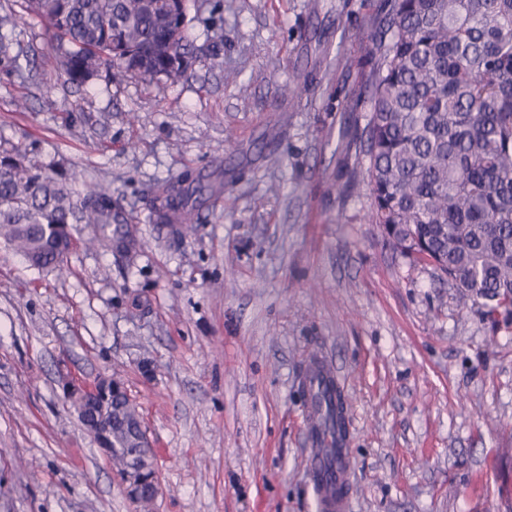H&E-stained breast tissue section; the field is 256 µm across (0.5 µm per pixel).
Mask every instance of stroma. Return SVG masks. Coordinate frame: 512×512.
I'll return each instance as SVG.
<instances>
[{
    "label": "stroma",
    "mask_w": 512,
    "mask_h": 512,
    "mask_svg": "<svg viewBox=\"0 0 512 512\" xmlns=\"http://www.w3.org/2000/svg\"><path fill=\"white\" fill-rule=\"evenodd\" d=\"M379 4L187 0V78L76 87L42 23L0 0L29 63L24 82L0 69V155L111 188L138 240L126 259L73 225L43 272L0 247V512H136L67 399L69 378L112 376L157 453L151 512H315L316 356L350 398L351 512H512V321L385 242L366 165L336 193ZM186 173L224 191L175 237L146 201Z\"/></svg>",
    "instance_id": "stroma-1"
}]
</instances>
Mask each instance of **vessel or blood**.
I'll list each match as a JSON object with an SVG mask.
<instances>
[{
  "label": "vessel or blood",
  "mask_w": 512,
  "mask_h": 512,
  "mask_svg": "<svg viewBox=\"0 0 512 512\" xmlns=\"http://www.w3.org/2000/svg\"><path fill=\"white\" fill-rule=\"evenodd\" d=\"M333 365L326 359H318L316 365L307 366L302 381L305 385L319 387L321 379L335 378ZM306 431L305 441L308 446L306 466L311 476L310 489L316 502V512H349L351 497L347 492L353 483V477L348 460L351 450L348 443H341L339 454L342 463L336 468L331 482L318 480L317 475L323 469L324 456L322 450L330 446V437L318 432L320 412L317 405L311 404L305 410Z\"/></svg>",
  "instance_id": "vessel-or-blood-1"
}]
</instances>
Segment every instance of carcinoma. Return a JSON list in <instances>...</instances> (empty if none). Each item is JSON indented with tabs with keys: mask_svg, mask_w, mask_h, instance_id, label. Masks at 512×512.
Wrapping results in <instances>:
<instances>
[{
	"mask_svg": "<svg viewBox=\"0 0 512 512\" xmlns=\"http://www.w3.org/2000/svg\"><path fill=\"white\" fill-rule=\"evenodd\" d=\"M178 0H20L43 22L65 82L102 74L177 82L197 59ZM0 40V64L24 78L20 55ZM370 79L355 94L351 130L336 147L339 192L368 158L371 223L394 249L432 263L442 277L512 318V0H383L365 48ZM25 156L0 159V239L33 268L60 267L70 225L96 228L104 247L130 236L112 224V191ZM220 187L185 175L158 186L148 206L160 224L185 225ZM98 414L112 420V465L136 454L135 493L157 489L154 448L123 382H98ZM323 434L346 439L343 389L311 394Z\"/></svg>",
	"mask_w": 512,
	"mask_h": 512,
	"instance_id": "carcinoma-1",
	"label": "carcinoma"
}]
</instances>
